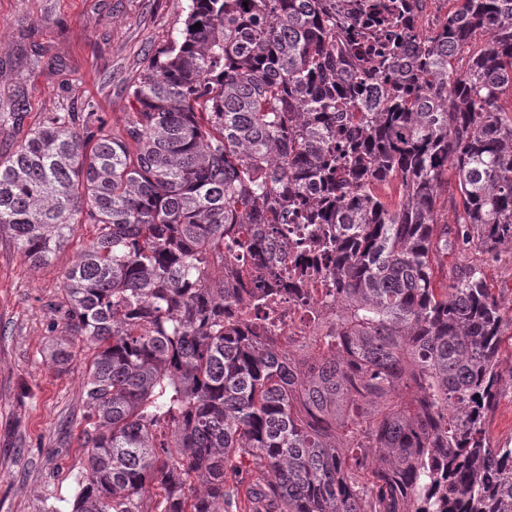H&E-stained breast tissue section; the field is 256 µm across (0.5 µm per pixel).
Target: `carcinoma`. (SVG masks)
I'll return each mask as SVG.
<instances>
[{
    "instance_id": "obj_1",
    "label": "carcinoma",
    "mask_w": 512,
    "mask_h": 512,
    "mask_svg": "<svg viewBox=\"0 0 512 512\" xmlns=\"http://www.w3.org/2000/svg\"><path fill=\"white\" fill-rule=\"evenodd\" d=\"M424 2L189 0L123 135L54 112L0 155V239L32 265L97 227L53 354L96 349L71 512H512V448L483 436L499 304L476 268L436 280L512 242V0L411 35ZM266 265L336 300L311 344L242 330L276 314L237 288ZM242 464L259 480L224 488Z\"/></svg>"
}]
</instances>
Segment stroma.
I'll use <instances>...</instances> for the list:
<instances>
[{"mask_svg":"<svg viewBox=\"0 0 512 512\" xmlns=\"http://www.w3.org/2000/svg\"><path fill=\"white\" fill-rule=\"evenodd\" d=\"M187 0H0V94L23 88V129L54 112L93 109L118 131L128 85L181 28ZM96 235L77 225L50 264L35 267L0 239V512H68L82 446L84 381L92 351L73 339L72 359L52 352L61 335L63 274ZM449 272L480 269L500 304V373L485 440L512 448V245L449 252Z\"/></svg>","mask_w":512,"mask_h":512,"instance_id":"stroma-1","label":"stroma"}]
</instances>
